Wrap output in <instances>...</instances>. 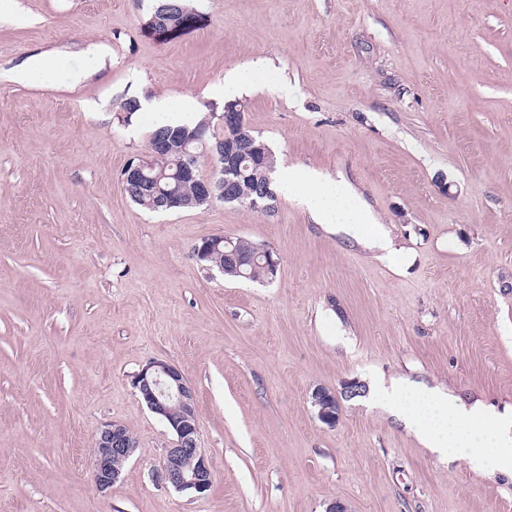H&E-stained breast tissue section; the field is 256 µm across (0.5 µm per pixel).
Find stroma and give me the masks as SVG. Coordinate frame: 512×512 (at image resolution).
I'll return each instance as SVG.
<instances>
[{
	"label": "stroma",
	"instance_id": "stroma-1",
	"mask_svg": "<svg viewBox=\"0 0 512 512\" xmlns=\"http://www.w3.org/2000/svg\"><path fill=\"white\" fill-rule=\"evenodd\" d=\"M0 18V512H512V476L440 460L371 396L406 379L512 412V0H188L203 27L146 36L153 0H15ZM104 45L103 61L85 51ZM63 55L80 83L11 73ZM269 59L245 120L284 166L342 176L396 257L276 212L171 213L121 183L157 119L127 96L206 97ZM271 247L272 281L197 260L212 235ZM176 365L212 465L163 484L173 439L132 385ZM362 392L342 396L343 384ZM339 394L336 427L314 389ZM137 447L98 491L99 427Z\"/></svg>",
	"mask_w": 512,
	"mask_h": 512
}]
</instances>
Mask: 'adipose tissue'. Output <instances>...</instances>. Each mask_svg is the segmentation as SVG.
I'll return each mask as SVG.
<instances>
[{
	"instance_id": "adipose-tissue-1",
	"label": "adipose tissue",
	"mask_w": 512,
	"mask_h": 512,
	"mask_svg": "<svg viewBox=\"0 0 512 512\" xmlns=\"http://www.w3.org/2000/svg\"><path fill=\"white\" fill-rule=\"evenodd\" d=\"M148 111L167 125H192L202 119L198 101L190 96L152 99ZM278 181L311 219L334 234L392 252L393 243L366 201L346 180L289 166L278 170ZM385 408L412 432L421 445L450 461L461 460L476 471L512 474V425L481 407L462 406L438 389L417 388L395 381L383 393Z\"/></svg>"
}]
</instances>
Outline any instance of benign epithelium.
<instances>
[{
	"label": "benign epithelium",
	"mask_w": 512,
	"mask_h": 512,
	"mask_svg": "<svg viewBox=\"0 0 512 512\" xmlns=\"http://www.w3.org/2000/svg\"><path fill=\"white\" fill-rule=\"evenodd\" d=\"M250 137L249 126L239 120L233 136H224L213 145L204 148L201 154H194L188 146L198 136L187 132L171 135L162 134L149 138L147 151L131 158L123 169L124 187L135 186L140 192L150 194L157 199L160 207L172 206L175 194L161 186L162 176L153 174L152 158L169 153L173 143L182 144L185 160L168 178H195L194 172L201 161L211 165L212 174L196 181V196L201 204L215 201L245 203L264 211L269 208L265 199L271 197L269 175H264L265 183L260 192L249 199L235 193L231 173L239 169L237 158L238 143ZM203 245L195 246L194 254L199 260L211 258L212 253L220 251L224 236L212 235L202 239ZM256 255L266 259L269 278L278 271L279 260L274 258L273 250L258 244ZM133 387L139 393L148 409L164 421L174 434V440L165 455L157 476L180 492L196 496L205 495L213 483V471L210 461L202 452L200 432L196 417V391L181 371L164 361H153L139 371L132 380ZM312 404L317 409L318 418L327 426L334 427L339 421V399L336 394L318 388L312 394ZM136 448V441L126 426L117 422H106L98 430L96 451L93 458V477L98 490L106 491L112 487Z\"/></svg>",
	"instance_id": "7a95c632"
}]
</instances>
